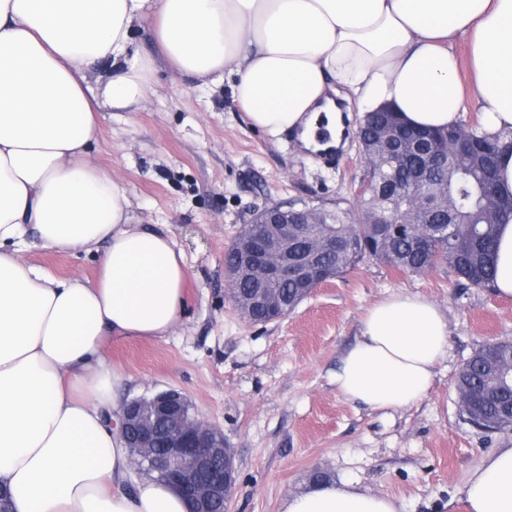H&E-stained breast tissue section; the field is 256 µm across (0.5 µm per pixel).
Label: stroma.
<instances>
[{"label": "stroma", "instance_id": "1", "mask_svg": "<svg viewBox=\"0 0 512 512\" xmlns=\"http://www.w3.org/2000/svg\"><path fill=\"white\" fill-rule=\"evenodd\" d=\"M134 42L155 66L132 111L105 113L95 161L128 189L135 223L171 232L187 263L185 314L160 340L112 339L104 356L123 376L120 400L168 388L223 431L235 454L231 512H282L314 471L394 497L402 512H467L461 489L512 431L483 434L461 416L463 364L488 340H512V298L458 287L447 266L404 273L376 260L316 288L287 318L248 323L227 294L224 253L257 210L304 201L349 208L364 173L356 138L335 156L307 153L297 135L251 128L228 89L175 72L150 25ZM27 261L60 277L94 278L89 257L32 249ZM393 292L420 295L448 319V356L418 404L376 412L331 382L366 309Z\"/></svg>", "mask_w": 512, "mask_h": 512}]
</instances>
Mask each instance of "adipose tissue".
<instances>
[{"label": "adipose tissue", "instance_id": "obj_1", "mask_svg": "<svg viewBox=\"0 0 512 512\" xmlns=\"http://www.w3.org/2000/svg\"><path fill=\"white\" fill-rule=\"evenodd\" d=\"M148 23L170 66L228 82L252 128L335 146L334 96L388 104L444 129L477 111L512 132V0H0V489L11 512H190L168 483L126 489L109 424L122 378L108 339H162L184 314L186 261L172 235L134 223L125 186L93 159L105 110L140 104L154 62L133 42ZM470 50L464 86L454 47ZM97 261L60 279L24 251ZM448 320L398 292L365 311L333 375L346 400L403 409L427 397ZM468 512H512V447L473 468ZM283 512H399L348 482L289 495Z\"/></svg>", "mask_w": 512, "mask_h": 512}]
</instances>
